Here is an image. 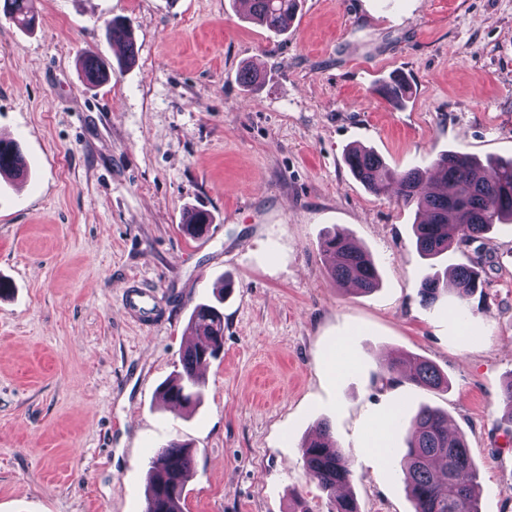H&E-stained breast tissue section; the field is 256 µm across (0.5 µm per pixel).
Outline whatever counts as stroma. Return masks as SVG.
<instances>
[{"label":"stroma","instance_id":"obj_1","mask_svg":"<svg viewBox=\"0 0 512 512\" xmlns=\"http://www.w3.org/2000/svg\"><path fill=\"white\" fill-rule=\"evenodd\" d=\"M33 5L32 31L0 14V137L30 167L0 177V512H144L149 460L173 441L194 450L185 512H328L301 457L322 421L356 464L360 512H413L401 433L386 455L370 434L424 405L465 436L480 512H512V229L443 255L483 267L466 319L423 305L415 207L345 163L353 145L400 170L448 150L512 159V0H300L278 35L240 0ZM114 17L133 65L106 36ZM86 55L108 82H86ZM246 65L261 85L240 84ZM396 74L412 88L400 106L375 93ZM190 207L213 235L182 232ZM333 229L371 254L376 291L331 281ZM223 277L224 353L194 410L166 404L189 317ZM133 283L162 299L157 325L125 314ZM397 354L448 389L389 377ZM106 33L112 44L124 45L127 49L125 60L131 62L136 55L130 24L124 18H112L105 25Z\"/></svg>","mask_w":512,"mask_h":512}]
</instances>
